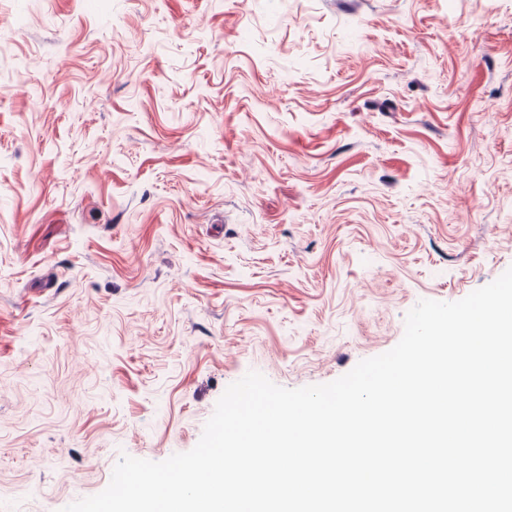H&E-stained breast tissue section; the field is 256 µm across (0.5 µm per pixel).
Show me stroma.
Listing matches in <instances>:
<instances>
[{"label": "stroma", "instance_id": "35a3bbf8", "mask_svg": "<svg viewBox=\"0 0 512 512\" xmlns=\"http://www.w3.org/2000/svg\"><path fill=\"white\" fill-rule=\"evenodd\" d=\"M511 267L512 0H0V512Z\"/></svg>", "mask_w": 512, "mask_h": 512}]
</instances>
